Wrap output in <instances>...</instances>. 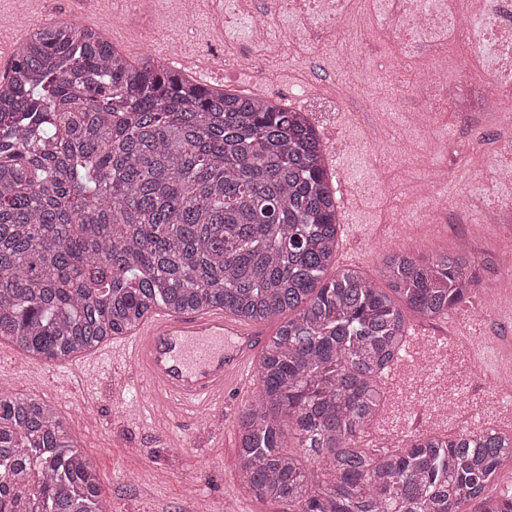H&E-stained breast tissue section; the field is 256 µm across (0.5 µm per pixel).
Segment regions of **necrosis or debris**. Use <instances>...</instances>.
I'll return each instance as SVG.
<instances>
[{"label":"necrosis or debris","instance_id":"necrosis-or-debris-1","mask_svg":"<svg viewBox=\"0 0 512 512\" xmlns=\"http://www.w3.org/2000/svg\"><path fill=\"white\" fill-rule=\"evenodd\" d=\"M282 5L283 0H268L261 17L256 0H211V8L257 19L249 53L225 55V71L266 72L282 48L301 58L321 29L332 40L368 32L373 17L387 23L406 49L403 66L415 72L404 107L408 129L428 138L417 158L424 174L413 181L414 198L449 195L448 175L434 164L448 140L430 134L434 116L452 112L465 120L486 112L499 125L494 153L483 168L500 193L489 202L449 196L461 214L478 211L486 220L512 223V0H296L288 31L273 37L269 27Z\"/></svg>","mask_w":512,"mask_h":512}]
</instances>
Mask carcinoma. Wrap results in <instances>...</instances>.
<instances>
[{"instance_id": "cac0c4a2", "label": "carcinoma", "mask_w": 512, "mask_h": 512, "mask_svg": "<svg viewBox=\"0 0 512 512\" xmlns=\"http://www.w3.org/2000/svg\"><path fill=\"white\" fill-rule=\"evenodd\" d=\"M0 98V339L65 360L155 307L276 323L237 421L248 492L280 512H512L487 494L512 435L360 446L409 317L482 285L463 251L387 255L377 287L327 273L341 224L318 134L276 100L219 92L99 33L47 24ZM0 512H109L54 405L0 393Z\"/></svg>"}]
</instances>
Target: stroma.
<instances>
[{
    "label": "stroma",
    "mask_w": 512,
    "mask_h": 512,
    "mask_svg": "<svg viewBox=\"0 0 512 512\" xmlns=\"http://www.w3.org/2000/svg\"><path fill=\"white\" fill-rule=\"evenodd\" d=\"M40 15L27 17L24 31L44 23H67L95 30L121 47L129 59L143 55L162 57L176 32L168 13V0H157L155 21L141 29L129 25L121 12L92 17L77 0H43ZM355 43L371 56L374 67L356 77L341 102H334L335 85L343 81L325 60V50H312L303 64L289 69L280 60L271 69L274 89L287 100L294 83L306 80L319 86L322 95L312 104L325 126L327 137L341 146L336 165L345 184L348 205L339 213L347 226L344 252L353 254L356 265L375 276L387 251H411L426 255L465 244L475 259L512 256V223L489 224L482 217L462 220L450 203L431 204L430 218L414 211L409 224H393L389 218L399 209H412L407 172L416 171V154L423 141L397 137L402 120L403 96L412 84L410 73L394 70L395 45L384 28L355 36ZM382 123L389 131V144L365 147L366 130ZM437 133L447 135L448 151L438 165L451 172L449 190L467 189L485 195L483 181L473 179L476 164L471 153L468 128L456 119L438 123ZM496 307L492 316L480 314L481 305ZM432 332L458 336L463 348L448 347L442 353L454 366L453 381H423L415 394L396 389L397 407L390 415L392 426H401L414 409L423 412L448 410L472 418L473 428L492 416L489 402L496 393L490 381L512 367V301L498 298L494 285L476 289L448 318L429 324ZM113 370L97 377L64 372L61 362L31 363L11 343L0 342V389L25 394L52 403L70 435L93 460L104 495L112 512H224L225 501L243 505L245 512H279L246 491L245 478L237 465V435L234 424L209 432L165 422L145 423L133 418L111 395Z\"/></svg>",
    "instance_id": "1"
}]
</instances>
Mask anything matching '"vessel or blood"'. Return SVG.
<instances>
[{"label": "vessel or blood", "instance_id": "b4317fda", "mask_svg": "<svg viewBox=\"0 0 512 512\" xmlns=\"http://www.w3.org/2000/svg\"><path fill=\"white\" fill-rule=\"evenodd\" d=\"M408 336L401 358L385 378L386 385L419 365L434 378L447 371L442 358L431 359L427 353L453 344L452 336L431 334L421 323L411 325ZM261 339L258 325L242 322L220 308L177 314L159 307L130 333L97 350L80 369L92 376L107 362L133 369L150 384L152 409L168 408L176 422L195 426L204 419L217 420L228 389H237L241 398L251 397L254 354Z\"/></svg>", "mask_w": 512, "mask_h": 512}]
</instances>
